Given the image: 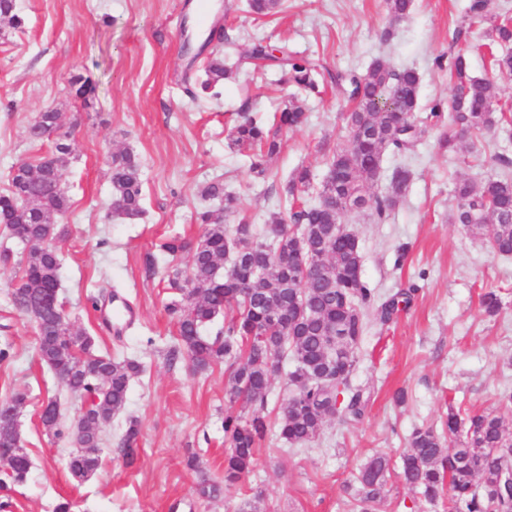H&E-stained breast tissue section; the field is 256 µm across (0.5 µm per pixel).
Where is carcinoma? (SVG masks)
I'll use <instances>...</instances> for the list:
<instances>
[{
    "instance_id": "carcinoma-1",
    "label": "carcinoma",
    "mask_w": 512,
    "mask_h": 512,
    "mask_svg": "<svg viewBox=\"0 0 512 512\" xmlns=\"http://www.w3.org/2000/svg\"><path fill=\"white\" fill-rule=\"evenodd\" d=\"M281 0H247V8L258 15L278 13ZM494 0H470L468 17L483 23L495 17ZM14 29L22 19L15 0H0V25ZM249 60L273 67L284 74V81L307 93L318 92L316 72L310 61L281 48L280 55L267 50L263 42L253 44ZM453 90L448 102H436L427 119L440 118L449 111L457 137L442 141L450 152L457 149L456 138L489 130L507 121L505 113L494 108L491 84L472 77L463 57L449 63ZM237 63L214 58L204 72L203 90H210L231 78ZM350 112L343 117L350 134L368 135V140L336 149L328 158L327 170L318 191V202L297 204L298 194L313 188V177L306 167L296 169L284 186L291 198V224L288 234L275 236L273 228L283 223L274 216L267 222L265 239H258L245 216L233 230L220 217L206 210L197 213L204 226L195 244L174 237L162 250L175 257L191 253L189 273L175 268L168 274V286L179 293L168 306L175 317L181 348L171 350L176 359L187 350L193 370L202 372L213 364L227 362L231 372L226 396L229 403L241 401L253 408L249 419L229 409L224 413V439L229 453L224 459V483L202 478L198 494L218 497L223 486H231L249 474L257 445L270 425L263 415L269 401L276 370L269 360L292 357L288 372L291 390L279 407L277 437L292 448H304L318 438L328 421L349 423L362 418L367 399L351 385L358 362V351L365 332V311L374 308L380 320L390 321L399 304H409L412 290H401L381 299L362 276L363 256L356 238L343 227V217L358 201L366 203L382 221L404 193L411 174L395 169L384 190L368 195L366 184L379 179L386 151H414L420 130L411 121L396 126L398 114L413 115L419 109L420 76L413 69L395 70L381 59L374 60L365 73L336 76ZM59 113L47 110L31 122L29 138L42 142L58 126ZM305 121L304 108L297 100L274 115L279 127H296ZM234 144L250 151L249 169L265 179L268 161L280 150V142L260 118L245 116L231 130ZM69 148L59 145L34 164L12 170V190L0 195V224L25 246L20 282L12 292L15 307L34 317L39 336L41 360L56 370L74 393H90L92 403L84 414L81 437L83 449L70 472L84 479L101 465L102 430L120 412L127 400L130 379L141 372L138 362L109 355H93L92 337L73 333L62 326L46 300L54 296L55 309L63 308L59 293V256L53 240L58 236L54 218L70 207V197L60 186L62 169ZM112 211L135 219L142 213L140 162L129 151L112 157ZM457 200L454 222L465 225L475 236L487 240L493 234L499 253L512 255V177L502 175L485 183L460 180L454 184ZM201 196L224 200V211L237 212V199L224 193V185L204 186ZM311 249L316 272L305 278L297 265L300 240ZM230 265L219 274L221 263ZM228 317L224 330L215 336L204 331L218 316ZM16 415L0 412V449L18 447ZM138 429L131 425L124 437L127 464L135 462ZM10 479L24 480L30 459L25 452L11 457ZM512 460V433L503 418L492 413L461 416L448 407L441 427H415L408 448L401 457L399 477L409 490L433 504L447 500L448 512H509L512 500L505 493L500 476ZM389 458L370 457L359 469L353 512H372L371 504L387 492Z\"/></svg>"
}]
</instances>
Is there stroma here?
<instances>
[{"label": "stroma", "instance_id": "35a3bbf8", "mask_svg": "<svg viewBox=\"0 0 512 512\" xmlns=\"http://www.w3.org/2000/svg\"><path fill=\"white\" fill-rule=\"evenodd\" d=\"M16 0L24 20L19 29L0 31V194L10 191L9 174L36 163L56 144L70 148L62 182L68 211L55 222L59 295L66 322L92 336L93 354L130 357L142 366L129 384L124 409L103 432L100 468L76 481L67 462L76 446L69 434L55 435L39 420L43 402L59 405L70 425L88 402L75 394L38 355L33 319L12 303L21 276L23 246L0 227V251L14 259L0 263V401L24 394L17 414L19 445L31 467L23 481L0 492L8 512H240L259 500L262 512H351L356 469L373 455L398 459L416 426L439 423L449 407L467 413L498 408L512 391V256L493 252L463 225L453 223L457 180L477 182L502 174L512 163V134L494 127L465 139L448 154L440 146L452 131L449 121L426 125L414 152L385 154L373 191H381L394 168L412 177L404 197L384 222L368 211H351L344 224L363 255V276L380 297L413 289L409 307L389 323L376 313L367 331L351 381L368 399L363 417L352 424L329 422L322 435L299 450L268 434L255 453L252 472L214 499L196 492L200 477L224 476V412L248 417L251 408L225 397L229 372L218 363L192 372L187 354L170 361L178 346L177 327L167 311L174 296L167 286L171 266L188 270V254L160 255L166 238L198 239L197 211H220L200 190L212 182L239 199L237 214L264 227L271 213L287 214L283 181L301 166L322 180L328 157L348 143L342 119L349 105L333 76L365 72L374 58L394 68L410 67L421 78L420 107L447 99L448 70L437 57H463L473 77L490 81L497 107L512 109V77L496 75L489 63L490 23L470 25L469 0H413L409 12L391 20L385 0H284L282 12L260 17L244 0ZM221 23L247 55L255 39L309 59L322 76L320 91L303 95L306 119L280 129V151L271 175L260 181L245 152L230 141V130L245 111L271 112L291 100L294 89L275 69L242 63L235 80L218 92L189 97V68L183 30L204 42ZM89 78L88 100L74 97L71 82ZM60 114L52 140L31 142L28 127L39 112ZM128 150L139 159L143 213L135 219L111 211L112 155ZM407 247L398 260L399 247ZM498 290L501 309L485 315L480 294ZM132 307L130 326L109 328L111 290ZM404 402H396L397 391ZM136 424L138 460L127 466L123 439ZM196 457V468L187 460ZM374 512H442L389 473L387 494Z\"/></svg>", "mask_w": 512, "mask_h": 512}]
</instances>
